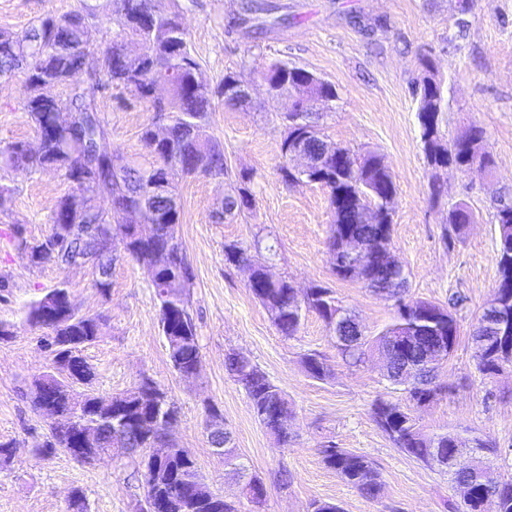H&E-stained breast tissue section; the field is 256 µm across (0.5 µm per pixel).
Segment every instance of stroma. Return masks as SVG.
<instances>
[{"label": "stroma", "instance_id": "obj_1", "mask_svg": "<svg viewBox=\"0 0 512 512\" xmlns=\"http://www.w3.org/2000/svg\"><path fill=\"white\" fill-rule=\"evenodd\" d=\"M242 0H156L177 10L188 33L198 76L218 89L225 72L249 84L246 107L216 105L209 132L223 146L231 175L180 180L183 207L180 237L193 274L190 314L202 353L199 376L182 378L171 366L160 330L159 303L145 271L122 257L112 268V287L100 294L90 267L60 270L32 263L28 246L50 231L49 217L70 185L54 170L33 173L0 166V188L10 201L0 211V443L13 447L0 466V512H67L72 491H82L87 512H135L145 491L128 475L125 459L80 464L63 452L41 455L47 424L27 399L31 382L52 368L45 330L27 320L33 301L65 287L80 314L101 313L108 324L83 352L94 367L96 392L121 393L150 379L178 407L175 434L195 457L206 483L240 501L237 480L209 447L207 407L219 409L234 434L235 447L267 489L266 512H312L314 500L336 502L343 512H446L454 492L446 473L407 457L376 426L371 407L396 393L379 359L352 366L338 353L324 322L307 313L296 336L275 330L268 310L249 293L247 273L229 263L227 246L262 241L276 253L270 272L305 289L320 284L375 334L396 317L393 300L362 284L339 279L325 241L332 222L329 193L317 183L291 185L281 178L280 147L286 129L279 118L287 99L269 97L264 72L286 61L333 83L339 97L322 121L328 141L356 153L378 154L398 186L393 205L392 247L409 272L411 296L447 305L459 323L457 346L439 371L446 390L417 419L430 431L468 432L493 447L494 474L512 479V365L483 383L472 358L471 332L498 280L494 260V213L499 196L512 191V0H473L461 14L456 0H275L287 23L267 24L262 33L238 21ZM75 0H0V30L19 31L35 18L70 11ZM431 61L445 84L447 110L442 130L452 137L476 124L486 132L494 159L486 171L442 172L444 194L432 199V171L424 158L416 118L415 85ZM25 75L0 82V144L38 137L21 105ZM100 98L110 124L109 150L138 159L142 132L155 121L143 103L109 87ZM248 184L255 206L218 222L224 198ZM466 204L474 214L461 238L450 241L448 211ZM249 356L288 396L295 417L288 447L256 421L243 388L224 370L229 351ZM322 353L330 375L311 378L305 354ZM333 444L366 456L384 483L381 498L368 500L322 461ZM293 482L281 488L280 469Z\"/></svg>", "mask_w": 512, "mask_h": 512}]
</instances>
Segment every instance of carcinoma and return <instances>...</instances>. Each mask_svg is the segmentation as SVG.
Segmentation results:
<instances>
[{
  "instance_id": "1",
  "label": "carcinoma",
  "mask_w": 512,
  "mask_h": 512,
  "mask_svg": "<svg viewBox=\"0 0 512 512\" xmlns=\"http://www.w3.org/2000/svg\"><path fill=\"white\" fill-rule=\"evenodd\" d=\"M89 0H77L69 12L36 19L29 27L10 32L0 30V80L8 79L19 70L26 75L24 110L34 124L41 141L39 154L31 156L24 151L25 143L15 142L0 148V166L23 167L32 172L45 168L56 170L71 186L72 192L58 201L51 218L50 233L38 245L30 248L35 263L52 261L66 268L70 261L78 260L90 265L96 272L95 286L107 293L111 286L112 265L121 257L120 239L127 238L131 249L127 256L135 260L147 273L151 287L160 305V324L167 355L175 371L195 367L202 362L197 329L190 314V295L187 292L192 272L187 261L178 226L181 221V204L177 192L166 193L156 201V206L168 210L170 220L157 223L149 216L139 226L112 223V213L124 210L145 179L153 177L174 181L175 177L206 175L224 177L228 165L224 149L208 132L209 114L213 110L214 93L197 76L195 61L188 34L178 22V15L166 13L156 6V13L149 22L141 23L148 14L145 0H125L126 13L113 14L109 24L116 26L114 36L102 52L99 70L87 75L79 86L69 83L71 73L85 66L86 57L93 52L90 44V24L83 21ZM144 39L149 43V56L138 61L123 53V42ZM270 71L275 74L277 92L289 83H300L305 91L315 95L338 98L331 83L313 84L307 70L274 62ZM234 74H224L219 93L224 104L231 109H241L245 104L240 96L230 90ZM159 80L170 82L169 96L165 100L154 98L153 84ZM106 86L126 90L136 100L146 104L155 117L166 118L167 134L164 140L152 142V128L143 132V140L150 160L130 159L116 151L104 148L110 127L102 110L99 93ZM417 120L423 153L428 166L451 161L465 167L473 153L483 151L482 161L490 167L493 159L485 151L484 131L470 126L453 138L442 132V114L446 112L442 81L434 73L430 62H425V75L415 87ZM65 110L76 117L75 125L58 129L53 125V115ZM322 113L314 112L309 125L287 128L283 141V179L292 182L296 174L289 167V153L301 145L315 161L310 172L312 182L325 186L329 191L330 205H335L338 194L346 190L356 197L348 213L350 234L362 240L376 255L378 269L363 285L397 303V316L375 336L357 332L353 326L338 327L333 315L341 305L333 289L318 286L311 290L305 305L299 307L292 296L291 281L281 278L270 283L263 278L265 268L261 250L272 251L256 245L229 246L227 260L248 271L247 288L269 312L278 333L291 337L299 332L303 311H313L325 322L332 333L336 349L342 358L353 365L363 361L368 352L384 350L391 358L388 380L400 391L401 400L379 399L372 407V418L377 427L389 438L395 448L406 456L431 466L436 448L444 455H451L448 432L427 433L418 425L413 415L414 392L411 385L432 383V378L422 382L399 375L398 369L414 362L418 357L448 350V342H457L458 324L448 307L421 299H405V291L385 290L390 275V262L385 255L392 253L391 210L397 194L396 184L389 168L376 154L359 156L351 149L336 146L337 154H328L329 143L321 135ZM108 197L111 209L103 210L90 204L93 197ZM255 199L247 188L224 198L223 215L234 217L253 207ZM376 203L386 209L383 222L373 224L364 203ZM469 211L459 205L448 213V224L459 235L466 227ZM495 260L499 278L494 292L499 294L502 311L512 315V199L503 197L495 207ZM47 296L34 301L29 308L31 325L47 330V346L53 354L50 385L34 380L29 399L32 407L47 416L43 406L51 403L65 415L71 414L72 404L65 388L75 381L95 377L93 368L80 355L83 347L96 342L107 325L103 315H78L72 313L50 326L45 323L44 312ZM492 310H483L471 338L482 349L474 351L476 368L482 378L491 379L500 372L502 365L512 364V345L503 347L494 327ZM309 375L318 380L329 377L330 371L323 355L313 351L304 357ZM224 369L245 390L254 416L266 432L280 446L291 439L289 423L294 418L286 393L276 385L249 357L231 351L224 356ZM138 388L112 396L113 407L124 411L133 419L153 416L157 426L149 436L132 430H120L112 420L97 417V453L105 456H122L131 460V478L145 488L143 503L137 512H149V500L161 496L175 504L172 512H241L235 502L211 491L198 470L195 457L184 448L164 461L154 462L147 449L156 440L177 444L175 436L176 406L166 390L162 405L157 410L146 411L140 407ZM94 418V410L86 406L75 422L60 425L48 424L49 437L44 448L51 453L61 450L72 459L76 455L78 422ZM210 447L224 449L225 466L241 473L247 466L235 452L233 432L224 428V435L208 438ZM323 462L334 470L348 485L367 499L381 496L383 482L377 468L365 456L348 448L331 446L321 449ZM450 481L456 489L467 494L466 512H480L481 497L499 490L500 512H512V480L490 479L483 471L455 470Z\"/></svg>"
}]
</instances>
